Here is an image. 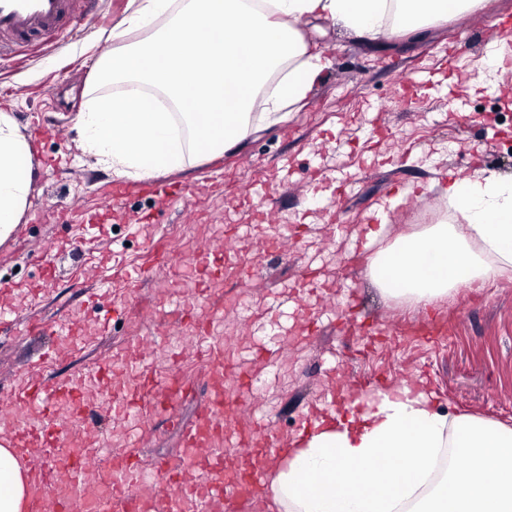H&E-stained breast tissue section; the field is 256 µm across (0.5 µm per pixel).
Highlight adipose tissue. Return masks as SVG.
Returning <instances> with one entry per match:
<instances>
[{"label":"adipose tissue","instance_id":"adipose-tissue-1","mask_svg":"<svg viewBox=\"0 0 512 512\" xmlns=\"http://www.w3.org/2000/svg\"><path fill=\"white\" fill-rule=\"evenodd\" d=\"M111 39L156 27L149 40L110 50L100 79L121 91L93 96L78 116L83 152L120 178L148 180L223 154L256 129V99L282 121L330 61L305 30L330 23L371 42L422 35L453 16L481 18L493 0H132ZM31 148L0 112V242L20 224ZM462 221L402 233L369 259L391 297L429 310L460 288L512 269V175H452L443 187ZM268 463L255 499L262 512H512V428L449 419L425 388L382 393L349 420L315 422ZM468 464L435 474L440 449ZM33 474L0 446V512H28Z\"/></svg>","mask_w":512,"mask_h":512}]
</instances>
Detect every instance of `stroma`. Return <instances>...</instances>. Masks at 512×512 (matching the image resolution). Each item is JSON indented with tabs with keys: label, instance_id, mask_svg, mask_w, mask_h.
<instances>
[{
	"label": "stroma",
	"instance_id": "obj_1",
	"mask_svg": "<svg viewBox=\"0 0 512 512\" xmlns=\"http://www.w3.org/2000/svg\"><path fill=\"white\" fill-rule=\"evenodd\" d=\"M130 10V0H103L101 21L65 32L55 51L21 65L0 62V111L12 113L33 152L25 214L0 243V307L50 322L69 315L78 323L72 342L0 327V389L23 386L37 369L48 381L71 385L108 355L114 375L85 387L87 400L109 392L120 401H146V387L125 362L135 348H153L158 372L176 370L194 380L175 418L155 416L134 443L130 427L115 416L84 437L82 447L91 452L107 440L112 451L137 450L146 467L175 455L212 383L203 360L168 357L180 330L163 312L170 298L212 285L209 271H197V257L230 231L254 278L243 285L228 274L216 286L238 326L228 336L216 325L212 338L231 353L230 373L255 375L256 394L232 405L239 416L291 434L317 406L328 405L331 389L353 393L359 380L382 376L425 385L448 416L512 427V271L478 293L462 288L435 311H423L382 294L356 261L347 232L348 225L370 223L377 211L387 214L391 234L420 229L418 214L443 201L440 187L449 172L512 173V100L495 79L478 89L465 80L472 61L491 49L483 23L452 17L434 24L428 37L380 49L325 27L313 40L331 66L301 109L243 146L160 174L185 196L162 204L145 182L127 181L122 201L93 226L88 219L98 193L114 176L82 152L77 115L93 94L119 91V83L97 79L95 66L109 47L105 34ZM416 74L422 82L412 105L394 101L395 80ZM474 140L483 144L477 155L467 151ZM319 167L336 179L355 177V189L328 205L325 182L313 178ZM254 179L273 203L270 221L260 220L237 190ZM299 226L303 240L289 241L283 253L260 248L266 232L289 235ZM163 237L170 257L161 267L148 243ZM330 260L335 299L351 305L356 323L321 308L320 291L295 294L307 267ZM131 266L143 268L144 280L130 288L119 274ZM127 297L136 312L101 325L113 302ZM273 302L284 309L276 338L266 328ZM429 319L444 324L443 336L419 335ZM370 327L380 335H367Z\"/></svg>",
	"mask_w": 512,
	"mask_h": 512
}]
</instances>
